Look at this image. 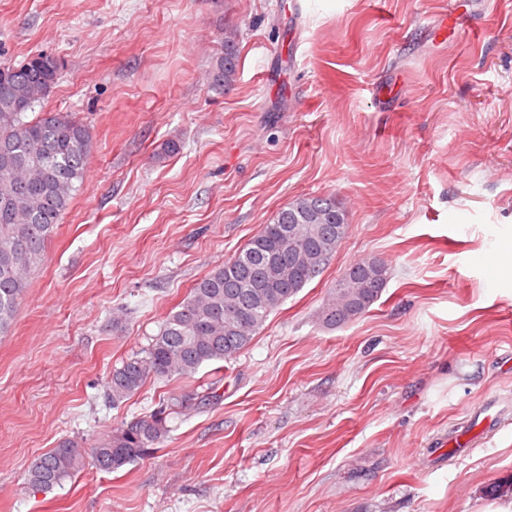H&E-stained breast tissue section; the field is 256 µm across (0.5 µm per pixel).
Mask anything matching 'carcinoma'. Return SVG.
I'll list each match as a JSON object with an SVG mask.
<instances>
[{
    "instance_id": "cac0c4a2",
    "label": "carcinoma",
    "mask_w": 512,
    "mask_h": 512,
    "mask_svg": "<svg viewBox=\"0 0 512 512\" xmlns=\"http://www.w3.org/2000/svg\"><path fill=\"white\" fill-rule=\"evenodd\" d=\"M239 65L237 42L224 54L211 84L230 85ZM60 63L41 53L19 66L0 67V335L11 329L18 305L41 264L45 245L84 183L92 150L87 127L61 112L29 114L55 84ZM332 195L303 194L280 208L238 254L214 267L164 319L147 348L113 369L112 404L136 395L151 379L194 377L204 366L228 363L246 349L268 316L330 264L350 232ZM293 225L291 240L283 229ZM388 264L377 258L351 264L328 292L319 320L340 327L381 297ZM193 397H173L149 414L89 445L73 439L36 458L28 482L37 490L63 484L87 466L115 472L146 456L167 436V411Z\"/></svg>"
}]
</instances>
